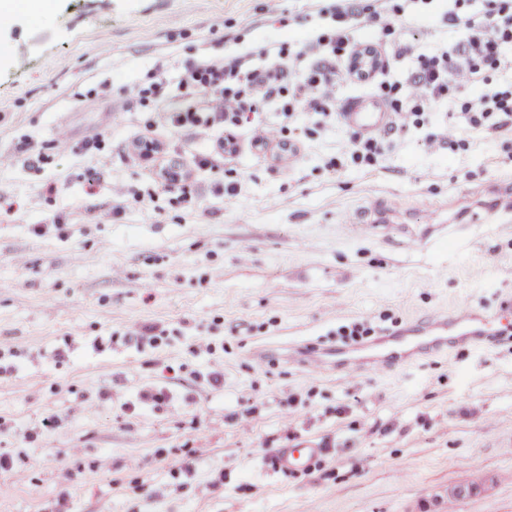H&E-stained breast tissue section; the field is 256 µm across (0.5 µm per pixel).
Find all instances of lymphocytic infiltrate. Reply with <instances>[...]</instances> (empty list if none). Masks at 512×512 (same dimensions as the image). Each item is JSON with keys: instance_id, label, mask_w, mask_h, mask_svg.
Returning <instances> with one entry per match:
<instances>
[{"instance_id": "lymphocytic-infiltrate-1", "label": "lymphocytic infiltrate", "mask_w": 512, "mask_h": 512, "mask_svg": "<svg viewBox=\"0 0 512 512\" xmlns=\"http://www.w3.org/2000/svg\"><path fill=\"white\" fill-rule=\"evenodd\" d=\"M341 27L321 34L299 50L274 44L256 48L260 64L236 57L201 60L186 66L176 84L187 104L173 107L166 121L192 127L199 138L220 128L224 140L203 164L232 159L238 152V132L250 133L252 147L261 153L286 149V118L295 113L336 119L342 101L336 98L340 81L368 89L381 85L389 95H403L395 104V132L404 136L433 121L435 112L452 108L455 118L424 142L428 153L455 146L463 130L485 127L512 131V0H474L466 20L449 14V24L463 22L466 33L452 47L422 51L418 44L395 45L391 58H409L413 66L404 80L386 82L391 58L378 45L354 36L349 9H338ZM282 115V122L259 120L260 111Z\"/></svg>"}]
</instances>
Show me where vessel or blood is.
I'll return each instance as SVG.
<instances>
[{
    "label": "vessel or blood",
    "instance_id": "b4317fda",
    "mask_svg": "<svg viewBox=\"0 0 512 512\" xmlns=\"http://www.w3.org/2000/svg\"><path fill=\"white\" fill-rule=\"evenodd\" d=\"M344 118L358 130L373 133L389 124L391 115L369 111L364 101L358 100L347 107ZM503 335L499 317L477 312L451 316L440 314L419 330L406 329L359 347L321 348L311 365L316 369L335 367L357 374L445 353L458 345L488 347L501 341ZM319 455L320 451L316 448H284L278 455V464L287 471H305Z\"/></svg>",
    "mask_w": 512,
    "mask_h": 512
}]
</instances>
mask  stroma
<instances>
[{
  "instance_id": "obj_1",
  "label": "stroma",
  "mask_w": 512,
  "mask_h": 512,
  "mask_svg": "<svg viewBox=\"0 0 512 512\" xmlns=\"http://www.w3.org/2000/svg\"><path fill=\"white\" fill-rule=\"evenodd\" d=\"M340 4L371 42L434 41L448 10L428 0L431 21L386 36L371 15L412 0H282L275 16L266 0H55L9 31L26 63L0 64V512H512V340L353 376L308 364L345 327L377 337L512 302V211L470 221L512 190V132L431 155L437 121L335 171L353 126L300 114L297 154L243 135L202 167L209 143L121 93L298 48ZM60 129L69 149L51 146ZM145 133L188 170V200L133 161ZM136 324L159 342L137 344ZM303 443L319 465H272L269 449Z\"/></svg>"
}]
</instances>
